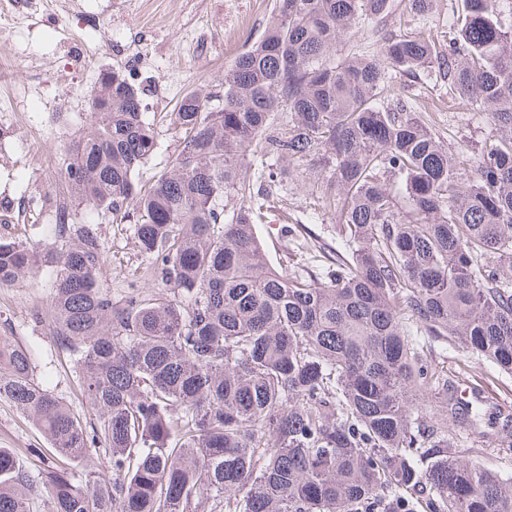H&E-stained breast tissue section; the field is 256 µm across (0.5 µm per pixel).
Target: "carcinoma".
Masks as SVG:
<instances>
[{"label":"carcinoma","instance_id":"cac0c4a2","mask_svg":"<svg viewBox=\"0 0 512 512\" xmlns=\"http://www.w3.org/2000/svg\"><path fill=\"white\" fill-rule=\"evenodd\" d=\"M433 5L406 0L419 18ZM393 7L277 0L224 74L222 105L196 89L170 113L177 153L147 190L134 175L154 131L141 92L112 73L111 106L91 113L63 182L89 210L136 211L153 285L113 300L103 242L63 213L52 242L0 236V285L48 271L53 336L96 417L0 336V401L50 456L34 475L0 448V512H512V479L451 448L439 418L476 432L482 414L416 340L454 338L512 372V27L499 0H456L446 55L431 35L394 31L377 53L336 55L341 33ZM444 57L448 94L495 129L469 156L387 81ZM256 148L326 168L343 247L325 278L270 265L263 182L296 171L255 172ZM426 391L428 420L414 415Z\"/></svg>","mask_w":512,"mask_h":512}]
</instances>
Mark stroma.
<instances>
[{
	"label": "stroma",
	"mask_w": 512,
	"mask_h": 512,
	"mask_svg": "<svg viewBox=\"0 0 512 512\" xmlns=\"http://www.w3.org/2000/svg\"><path fill=\"white\" fill-rule=\"evenodd\" d=\"M455 0H435L423 22L396 8L385 30L444 32ZM275 0H0V47L16 55L0 93V235L35 244L52 240L58 215L79 218L83 209L61 185L67 150L91 127L87 97L101 75L121 73L143 92V109L154 121L156 148L135 179L150 188L168 170L178 132L165 121L182 96L194 89L224 93V72L264 33ZM417 110L431 114L437 135L454 153H472L492 132L468 105L452 100L448 86L419 72L395 79ZM49 164L34 169L30 145ZM298 180L276 189L274 203L258 236L270 262L290 271L325 273L324 248L337 241L336 211L317 191L323 177L318 159L297 164ZM106 253L100 271L113 298L124 297L144 258L132 222L116 224L108 212L94 218ZM51 282L37 273L15 285H0V336L26 344L38 379L72 404L86 419L94 414L81 402L78 381L58 349L48 316ZM433 366L469 383L482 395L480 433L456 436L454 448L512 478V450L489 409L512 411V373H506L456 341L427 344ZM46 440L34 423L0 401V448H14L30 472L46 463L39 448Z\"/></svg>",
	"instance_id": "stroma-1"
}]
</instances>
